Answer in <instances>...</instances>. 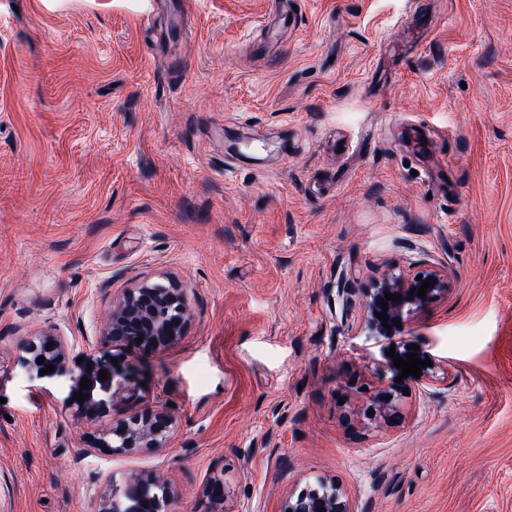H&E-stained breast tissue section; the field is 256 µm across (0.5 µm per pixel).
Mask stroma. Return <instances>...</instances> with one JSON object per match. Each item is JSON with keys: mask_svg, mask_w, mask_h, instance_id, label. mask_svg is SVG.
<instances>
[{"mask_svg": "<svg viewBox=\"0 0 512 512\" xmlns=\"http://www.w3.org/2000/svg\"><path fill=\"white\" fill-rule=\"evenodd\" d=\"M0 0V512H97L136 474L172 512H279L320 476L353 512H512V0ZM349 152H339V143ZM446 271L400 413L367 329L383 276ZM176 282L189 321L129 356L160 452L96 446L18 365L99 357L113 299ZM352 281L356 294L338 293ZM224 484L212 504L211 480Z\"/></svg>", "mask_w": 512, "mask_h": 512, "instance_id": "stroma-1", "label": "stroma"}]
</instances>
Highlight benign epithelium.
Here are the masks:
<instances>
[{"label":"benign epithelium","instance_id":"obj_1","mask_svg":"<svg viewBox=\"0 0 512 512\" xmlns=\"http://www.w3.org/2000/svg\"><path fill=\"white\" fill-rule=\"evenodd\" d=\"M435 279L426 289V298L418 297L416 290L422 281ZM451 283L448 275L438 271L422 273V280L404 274L383 278L376 288L366 296L367 324L378 336L393 338L403 331L404 315L421 309L430 302L448 293ZM399 295V300H386L388 309H382L384 292ZM187 292L184 288L162 283L146 282L140 287L125 292L113 303L99 343L121 352H136L154 347H166L175 343L184 333L187 324ZM389 316L387 323L392 330L382 326L375 314ZM44 363H37V358ZM18 364L35 379L67 382L68 395L65 403L85 416L98 417L106 412H121L120 396L132 389L131 373L123 363L114 364L111 359H90L73 366L67 341L54 333L30 337L21 345ZM53 365L49 374L39 375L40 370ZM110 373V378L101 381V370ZM91 381L89 389L83 390L84 402L74 400L80 391L82 378ZM391 399H386V396ZM400 387L383 390L373 397L372 408L384 416L398 412ZM174 424L172 414L164 407L147 406L131 415L118 418L98 438L99 446L110 452L131 453L143 450L161 451L167 447ZM174 500L164 481L156 474L133 476L123 495L106 498L99 512H166ZM149 507H144V504ZM281 512H352L336 483L318 477L307 483L300 491H294L283 501Z\"/></svg>","mask_w":512,"mask_h":512}]
</instances>
